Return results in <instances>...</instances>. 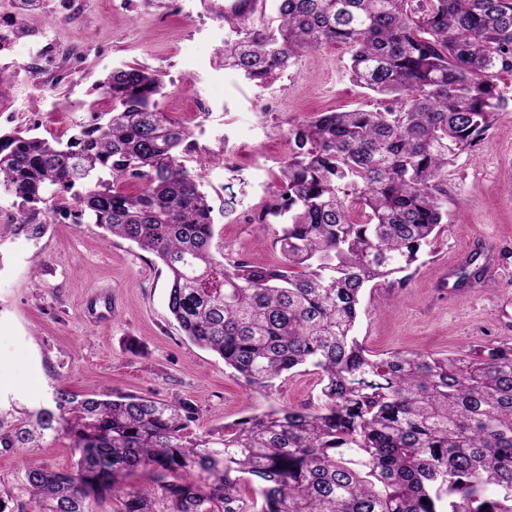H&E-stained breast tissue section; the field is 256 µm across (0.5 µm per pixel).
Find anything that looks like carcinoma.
Instances as JSON below:
<instances>
[{"label": "carcinoma", "instance_id": "cac0c4a2", "mask_svg": "<svg viewBox=\"0 0 512 512\" xmlns=\"http://www.w3.org/2000/svg\"><path fill=\"white\" fill-rule=\"evenodd\" d=\"M277 21L262 32L241 20L224 67L263 85L343 44L352 82L390 102L291 124L268 211L281 223L278 262L214 256L202 169L185 164L192 133L159 108L160 75L137 63L107 75L98 90L112 109L67 140L0 135V190L32 238L62 215L153 254L190 341L257 389L310 368L323 403L192 437L198 409L181 396L60 385L33 408L0 399V454L63 435L77 456L68 471L25 470L40 512H97L116 496L121 512H512V345L372 355L356 336L365 290L437 238L448 165L505 111L512 0H277ZM131 180L135 193L121 189ZM144 469L151 487L117 486Z\"/></svg>", "mask_w": 512, "mask_h": 512}]
</instances>
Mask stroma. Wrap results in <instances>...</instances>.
Returning <instances> with one entry per match:
<instances>
[{"mask_svg": "<svg viewBox=\"0 0 512 512\" xmlns=\"http://www.w3.org/2000/svg\"><path fill=\"white\" fill-rule=\"evenodd\" d=\"M68 2L40 0L22 12L8 0L5 14L19 15L24 33L49 35L55 48L51 66L27 81L14 80L11 55H0L8 76L0 87V132L67 137L91 111L111 109L96 86L113 68L148 66L166 84L162 110L192 131L186 164L204 167L221 252L256 265L277 262V220L252 222L247 209L257 194L227 184L224 171L251 169L260 154L265 178L278 184L290 123L373 104L372 92L349 79L347 48L308 51L256 86L224 67L220 53L238 30L204 11L200 0H84L76 19ZM498 87L509 110L483 143L449 165L440 234L404 283L382 281L365 294L357 334L370 352L444 357L512 344V73L502 74ZM16 215L12 197L1 193L0 396L36 406L57 384L77 393L179 395L199 408L197 434L272 407L319 406L316 374L296 373L257 390L189 341L168 311V274L152 254L104 239L97 225L66 219L33 239L14 231ZM480 239L491 245L492 280L460 287L443 277L444 266ZM74 460L64 437L27 454L0 455V495H21L30 463L62 471Z\"/></svg>", "mask_w": 512, "mask_h": 512, "instance_id": "stroma-1", "label": "stroma"}]
</instances>
